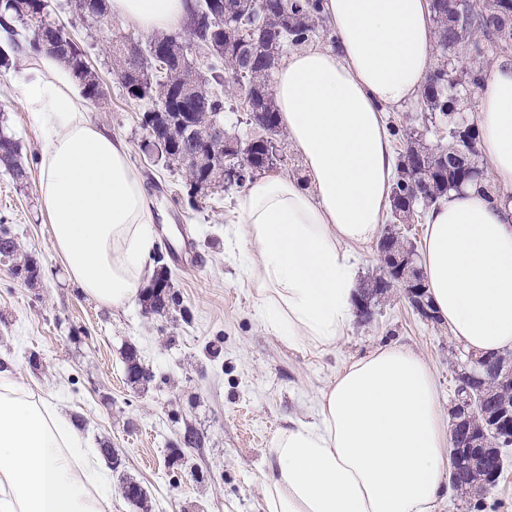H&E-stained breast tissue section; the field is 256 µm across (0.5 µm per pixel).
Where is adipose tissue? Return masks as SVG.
Returning a JSON list of instances; mask_svg holds the SVG:
<instances>
[{"mask_svg": "<svg viewBox=\"0 0 512 512\" xmlns=\"http://www.w3.org/2000/svg\"><path fill=\"white\" fill-rule=\"evenodd\" d=\"M191 0H109L113 19L180 29ZM334 46L288 55L272 93L307 182L257 177L238 201L243 270L262 327L294 348H334L354 320L355 254L386 222L395 178L388 110L413 103L432 66L429 0H323ZM39 132V194L66 273L112 310L153 276L156 233L125 139L91 120L62 63L40 53L21 81ZM497 194L472 187L429 211L422 265L430 300L466 350L512 349V59H497L473 116ZM63 409L0 370V512H112L110 477L87 464ZM452 468L449 421L425 360L380 346L342 367L313 421L273 437L265 512H434Z\"/></svg>", "mask_w": 512, "mask_h": 512, "instance_id": "ef3b65f1", "label": "adipose tissue"}]
</instances>
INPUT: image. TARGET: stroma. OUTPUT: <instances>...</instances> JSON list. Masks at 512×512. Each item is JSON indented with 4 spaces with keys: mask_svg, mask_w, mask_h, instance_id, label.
<instances>
[{
    "mask_svg": "<svg viewBox=\"0 0 512 512\" xmlns=\"http://www.w3.org/2000/svg\"><path fill=\"white\" fill-rule=\"evenodd\" d=\"M50 11L83 41L100 75L104 95L89 112L129 145L180 299L179 310L161 315L140 301L110 311L68 279L39 201L40 139L18 87L36 59L22 54L16 68L0 72V113L29 179L16 183L0 168V224L41 272L27 284L12 263L0 261V368L14 369L44 400L68 407L91 448H111L102 464L112 469V512H264L261 483L275 433L289 419L313 420L318 390L380 346L403 345L422 356L443 410H451L458 347L446 325L412 310L403 289L376 304L370 321H353L335 349L294 350L268 334L241 269L240 190L215 192L190 207L178 172L142 152V107L128 98L106 54L122 25L80 18L70 0H50ZM130 348L151 369L150 382L128 381ZM189 427L200 434L199 447H183ZM126 479L145 489L140 505L123 497Z\"/></svg>",
    "mask_w": 512,
    "mask_h": 512,
    "instance_id": "35a3bbf8",
    "label": "stroma"
}]
</instances>
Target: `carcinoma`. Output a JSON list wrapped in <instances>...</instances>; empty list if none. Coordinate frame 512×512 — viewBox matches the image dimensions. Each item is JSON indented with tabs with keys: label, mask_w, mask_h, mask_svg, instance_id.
<instances>
[{
	"label": "carcinoma",
	"mask_w": 512,
	"mask_h": 512,
	"mask_svg": "<svg viewBox=\"0 0 512 512\" xmlns=\"http://www.w3.org/2000/svg\"><path fill=\"white\" fill-rule=\"evenodd\" d=\"M49 0H0V17L8 12L7 47L0 50V67L10 68L13 57L23 51L20 33L32 34L28 54L47 50L64 62L91 100L103 96L102 84L95 70L87 64L81 47L65 27L50 20ZM196 10L206 22L156 34L143 41L144 68L140 75L130 73L127 63L128 39L112 38V57L120 62L119 76L129 99L144 103L142 125L160 140L155 150L161 152L166 166L183 174V188L188 201L198 202V187L210 183L216 187L242 189L253 177L271 170L265 153L270 139L283 143L285 133L279 121L274 97L268 88L269 72L279 65L284 50L305 46L320 37L334 39L322 14V0H269L265 11L257 13L251 0H224V13L212 12L209 0H195ZM437 29V62L428 75L419 98L420 110L429 113L422 127L394 124L391 131L404 149L397 156V180L391 198L390 223L405 224L418 217L448 192L466 184L481 185L488 181L478 161L471 172L452 168L445 162L448 154L461 147L455 130L469 123L465 116L472 90L467 85L448 81V69L454 56L481 60L512 50V5L499 3L492 9L487 0H462L453 9L448 0H432ZM262 27V33L244 42L243 32ZM163 50L166 68L158 69L154 52ZM244 91V111L254 114L247 124L262 134L243 136L224 131V138L209 133L213 120L224 121V113L235 108L228 103V83ZM434 135L438 141L428 139ZM246 148V159L235 176L224 178L223 158L226 150ZM204 148L201 163H184V151ZM18 143L0 127V162L17 183L28 179L21 162ZM385 247L398 258L415 257L414 246L405 243L392 228L383 234ZM0 257L15 261L16 274L31 281L39 277L40 267L32 257L20 253V245L11 231L0 226ZM166 274L149 286L146 308L163 313L179 306L173 291H156L159 282H168ZM491 367L482 372V380L470 396L475 413L465 414L466 432L456 445L472 452L453 463L455 476L449 481L456 490L468 492V485L486 481L494 487L508 464L512 447V358L503 354L490 357Z\"/></svg>",
	"instance_id": "obj_1"
}]
</instances>
